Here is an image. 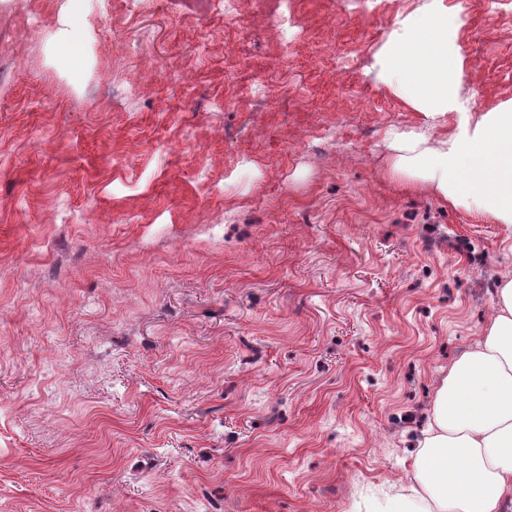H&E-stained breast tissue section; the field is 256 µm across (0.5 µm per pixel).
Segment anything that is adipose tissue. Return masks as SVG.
Returning <instances> with one entry per match:
<instances>
[{"mask_svg":"<svg viewBox=\"0 0 512 512\" xmlns=\"http://www.w3.org/2000/svg\"><path fill=\"white\" fill-rule=\"evenodd\" d=\"M462 24L442 0L395 18L379 78L425 128L446 133L431 147L423 131H392L390 172L512 226V100L468 112L456 45ZM412 470L409 493L375 503L373 512H503L512 502L511 276L499 283L490 323L442 378Z\"/></svg>","mask_w":512,"mask_h":512,"instance_id":"obj_1","label":"adipose tissue"}]
</instances>
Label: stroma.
<instances>
[{
  "label": "stroma",
  "instance_id": "35a3bbf8",
  "mask_svg": "<svg viewBox=\"0 0 512 512\" xmlns=\"http://www.w3.org/2000/svg\"><path fill=\"white\" fill-rule=\"evenodd\" d=\"M426 0H0V512H367L412 483L512 228L389 174ZM461 95L512 99V0ZM170 61L156 78L153 57ZM67 26L68 28L61 30L58 34V40L66 53L73 57L86 54L89 45L82 16L75 12Z\"/></svg>",
  "mask_w": 512,
  "mask_h": 512
}]
</instances>
